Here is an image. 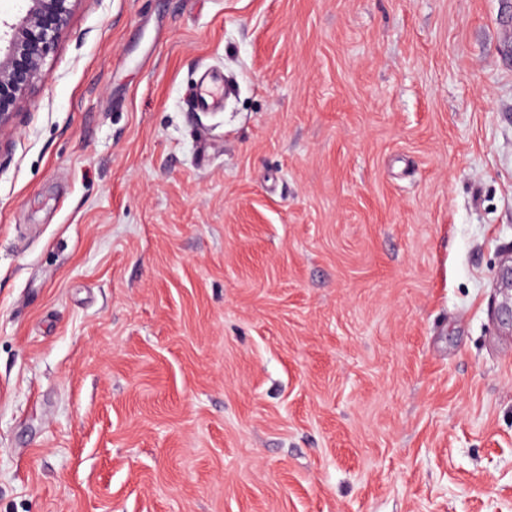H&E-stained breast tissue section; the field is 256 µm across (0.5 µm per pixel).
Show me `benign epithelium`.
Returning <instances> with one entry per match:
<instances>
[{
    "instance_id": "obj_1",
    "label": "benign epithelium",
    "mask_w": 512,
    "mask_h": 512,
    "mask_svg": "<svg viewBox=\"0 0 512 512\" xmlns=\"http://www.w3.org/2000/svg\"><path fill=\"white\" fill-rule=\"evenodd\" d=\"M77 0H29L21 21L11 26L8 46L0 54V130L36 82L45 79L43 62L67 26Z\"/></svg>"
}]
</instances>
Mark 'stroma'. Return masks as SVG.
Instances as JSON below:
<instances>
[{
	"mask_svg": "<svg viewBox=\"0 0 512 512\" xmlns=\"http://www.w3.org/2000/svg\"><path fill=\"white\" fill-rule=\"evenodd\" d=\"M44 70L0 512H512V0H77ZM223 93V80L217 76H208L198 87L193 98L194 107L200 111H209L217 106Z\"/></svg>",
	"mask_w": 512,
	"mask_h": 512,
	"instance_id": "stroma-1",
	"label": "stroma"
}]
</instances>
